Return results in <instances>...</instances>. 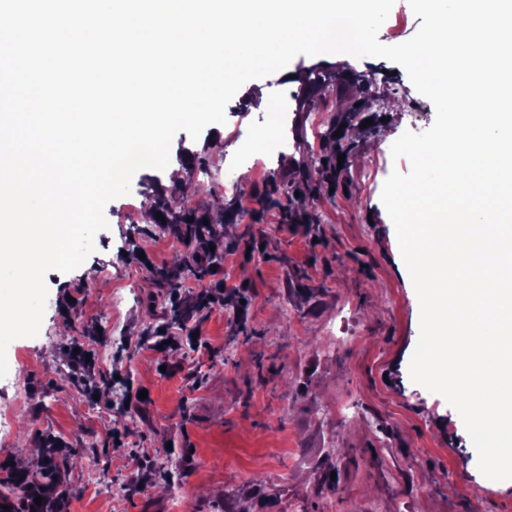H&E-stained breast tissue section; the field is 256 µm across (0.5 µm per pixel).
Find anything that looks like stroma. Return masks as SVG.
Masks as SVG:
<instances>
[{
    "label": "stroma",
    "instance_id": "stroma-1",
    "mask_svg": "<svg viewBox=\"0 0 512 512\" xmlns=\"http://www.w3.org/2000/svg\"><path fill=\"white\" fill-rule=\"evenodd\" d=\"M369 74L372 124L340 171L335 83ZM286 95L287 154L225 192L226 163L277 137L270 113ZM225 115L199 137L178 131L167 167L137 171L106 205L87 259L46 274L38 335L7 347L0 415L15 412L16 435L0 463L52 484L62 512H173L175 491L183 512H512V479L481 473L457 410L409 371L421 308L381 193L410 169L392 144L429 129L433 103L387 59L299 55L246 82ZM202 168L226 207L211 253L135 216L215 214L195 191ZM295 192L284 209L258 203ZM117 291L128 299L115 307ZM138 390L142 408L125 407ZM90 459L117 495L88 480Z\"/></svg>",
    "mask_w": 512,
    "mask_h": 512
}]
</instances>
